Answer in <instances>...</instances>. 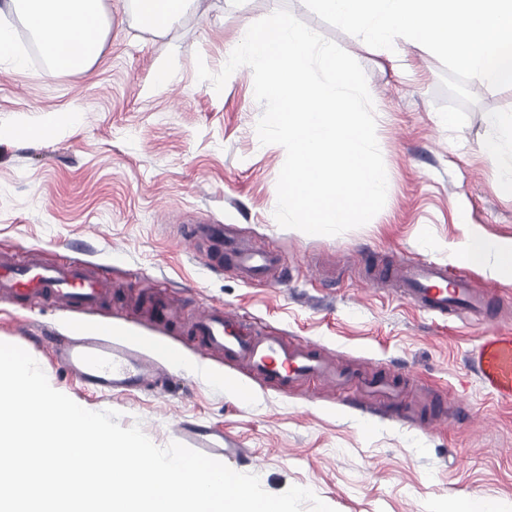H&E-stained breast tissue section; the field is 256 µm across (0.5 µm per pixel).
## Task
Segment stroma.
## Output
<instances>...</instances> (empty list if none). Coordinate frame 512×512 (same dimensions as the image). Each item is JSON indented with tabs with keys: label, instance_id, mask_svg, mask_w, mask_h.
<instances>
[{
	"label": "stroma",
	"instance_id": "35a3bbf8",
	"mask_svg": "<svg viewBox=\"0 0 512 512\" xmlns=\"http://www.w3.org/2000/svg\"><path fill=\"white\" fill-rule=\"evenodd\" d=\"M211 4L207 21L188 10L158 35L129 0H105L100 58L89 72L54 77L31 55L23 17H7L24 63H0V127L23 135L0 139V247L90 262L116 291L111 304L79 312L0 300V342L26 349L55 390L91 411H118L122 427L140 424L157 446L176 441L182 421L229 433L246 454L228 467L258 475L272 494L306 487L336 512H454L471 497L512 512V403L491 399L464 360L481 327L436 320L368 275L426 258L512 298V276L490 264L468 267L451 251L469 228L512 240V186L502 179L512 147L497 161L485 151L496 136L488 116L512 115V88L472 80L477 102L453 134L438 115L451 100L444 68L428 49L404 38L390 50L371 48L322 22L303 0ZM276 6L338 44L366 74L387 198L369 223L339 235L277 224L286 152L259 142L263 108L251 69L238 68L219 92L197 79V60L219 71L241 30ZM162 58L175 63L163 83L155 74ZM68 112L77 115L74 126L42 137L45 120ZM186 224L234 225L252 250L281 254L287 279L244 282L220 262L218 244L184 240ZM157 291L178 317L149 318L134 306ZM203 305L315 343L328 362L356 372H408L404 398L393 410L362 399L354 385L281 389L243 363L201 356L179 327ZM77 324L145 339L195 368L171 366L157 393L83 391L28 338L43 325L66 334ZM216 374L224 385L213 382Z\"/></svg>",
	"mask_w": 512,
	"mask_h": 512
}]
</instances>
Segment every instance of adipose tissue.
<instances>
[{
  "instance_id": "1",
  "label": "adipose tissue",
  "mask_w": 512,
  "mask_h": 512,
  "mask_svg": "<svg viewBox=\"0 0 512 512\" xmlns=\"http://www.w3.org/2000/svg\"><path fill=\"white\" fill-rule=\"evenodd\" d=\"M135 2L147 26L159 35L168 30L187 6H194L202 17L208 12L207 0ZM13 14L25 19L48 60L50 75L86 72L101 55L107 24L104 0H0V21ZM79 35L88 36L91 44L77 57L73 44ZM456 253L469 265L478 267L492 262L498 272L512 274L511 242H492L469 230L457 245Z\"/></svg>"
}]
</instances>
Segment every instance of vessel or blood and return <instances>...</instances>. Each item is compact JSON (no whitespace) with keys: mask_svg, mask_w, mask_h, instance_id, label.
<instances>
[{"mask_svg":"<svg viewBox=\"0 0 512 512\" xmlns=\"http://www.w3.org/2000/svg\"><path fill=\"white\" fill-rule=\"evenodd\" d=\"M205 233L223 238L225 257L246 281L278 279L287 270L277 252L254 253L242 246L231 227L190 224L184 229L188 238ZM378 276L399 283L396 298L408 301L419 312L483 322L485 328L468 349L466 362L491 398L512 402V331L490 315L493 296L475 290L467 279L449 277L447 266L433 261L401 262L379 270ZM0 298L43 302L72 311L111 303L112 282L79 261L50 263L38 252L20 257L1 249ZM187 329L200 354H223L284 388L307 376L342 379L315 346L303 342L289 347L275 333H255L245 316L233 310L204 308ZM49 352L55 363L84 386L114 394L151 387L165 370L142 346L97 332L77 330L69 337L52 338ZM176 433L181 444L211 457L231 459L244 454L239 442L224 432L182 423Z\"/></svg>","mask_w":512,"mask_h":512,"instance_id":"1","label":"vessel or blood"}]
</instances>
